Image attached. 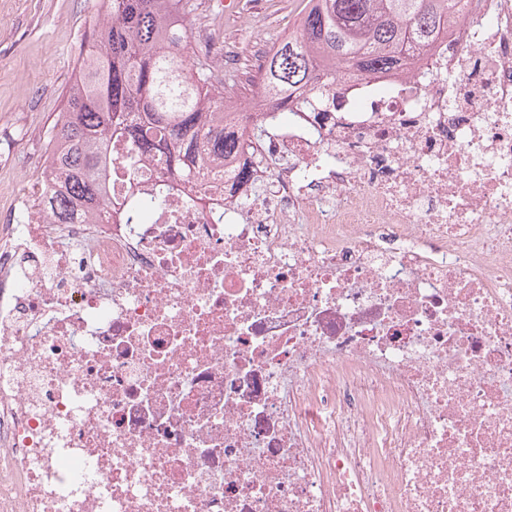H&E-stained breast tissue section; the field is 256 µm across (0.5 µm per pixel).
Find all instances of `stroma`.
<instances>
[{
    "label": "stroma",
    "instance_id": "35a3bbf8",
    "mask_svg": "<svg viewBox=\"0 0 512 512\" xmlns=\"http://www.w3.org/2000/svg\"><path fill=\"white\" fill-rule=\"evenodd\" d=\"M100 0H0V218L35 215V186L50 130L69 98ZM185 18L188 54L211 39L232 50L218 71L253 70L278 40L296 33L304 0H197Z\"/></svg>",
    "mask_w": 512,
    "mask_h": 512
}]
</instances>
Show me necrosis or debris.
Segmentation results:
<instances>
[{
	"mask_svg": "<svg viewBox=\"0 0 512 512\" xmlns=\"http://www.w3.org/2000/svg\"><path fill=\"white\" fill-rule=\"evenodd\" d=\"M341 102L0 222V512H512V0Z\"/></svg>",
	"mask_w": 512,
	"mask_h": 512,
	"instance_id": "necrosis-or-debris-1",
	"label": "necrosis or debris"
}]
</instances>
